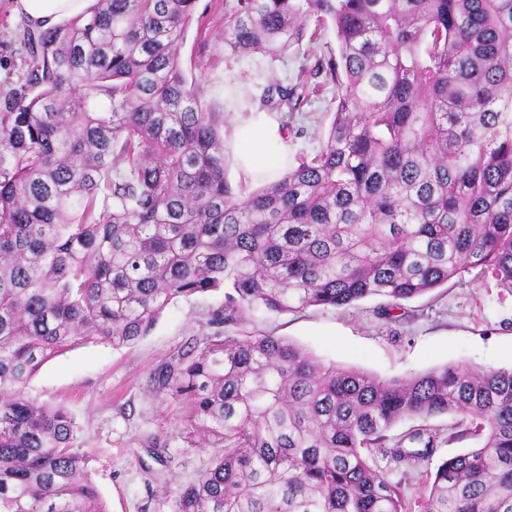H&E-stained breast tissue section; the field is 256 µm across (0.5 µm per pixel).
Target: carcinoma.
Returning a JSON list of instances; mask_svg holds the SVG:
<instances>
[{
    "label": "carcinoma",
    "instance_id": "carcinoma-1",
    "mask_svg": "<svg viewBox=\"0 0 512 512\" xmlns=\"http://www.w3.org/2000/svg\"><path fill=\"white\" fill-rule=\"evenodd\" d=\"M197 0H96L23 29V83L0 99V512H106L61 407L29 396L50 359L132 343L179 298L224 289L219 327L159 373L210 466L177 512H512V368L445 364L382 378L271 335L248 311L380 319L477 270L512 292V0H225L224 47L285 61L336 34L333 117L312 155L242 194L220 115L179 47ZM305 68L260 112L317 95ZM460 417L481 445L414 504L372 468L420 467Z\"/></svg>",
    "mask_w": 512,
    "mask_h": 512
}]
</instances>
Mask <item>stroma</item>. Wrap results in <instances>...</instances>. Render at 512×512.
<instances>
[{"instance_id": "obj_1", "label": "stroma", "mask_w": 512, "mask_h": 512, "mask_svg": "<svg viewBox=\"0 0 512 512\" xmlns=\"http://www.w3.org/2000/svg\"><path fill=\"white\" fill-rule=\"evenodd\" d=\"M225 0H198L196 22L180 46L183 71L205 104L224 115V133L243 121L244 110L226 105L234 85L261 97L275 78L299 63L235 56L224 47ZM26 21L16 0H0V97L18 87L24 71L20 33ZM311 83L321 97L282 112L290 155L319 149L329 127L336 87L325 72ZM379 301L366 298L341 308L246 313L242 335H272L311 351L326 363L355 367L381 377H402L444 364L483 368L512 366V293L490 278L470 274L422 297L402 302L391 321L377 318ZM224 306L217 289L171 304L147 336L135 343L72 347L45 363L27 391L39 401L63 406L78 425L76 447L90 456V478L108 512H175L173 490L209 465L208 449L185 447L175 427L177 400L157 393L154 376L178 351L210 333V320ZM159 439L156 450L146 440Z\"/></svg>"}]
</instances>
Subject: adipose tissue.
I'll return each instance as SVG.
<instances>
[{
	"instance_id": "adipose-tissue-1",
	"label": "adipose tissue",
	"mask_w": 512,
	"mask_h": 512,
	"mask_svg": "<svg viewBox=\"0 0 512 512\" xmlns=\"http://www.w3.org/2000/svg\"><path fill=\"white\" fill-rule=\"evenodd\" d=\"M30 20L42 27L57 25L62 18L74 17L89 9L94 0H18ZM234 163L244 179L264 174L275 181L288 154V141L277 118L261 112L235 126Z\"/></svg>"
}]
</instances>
